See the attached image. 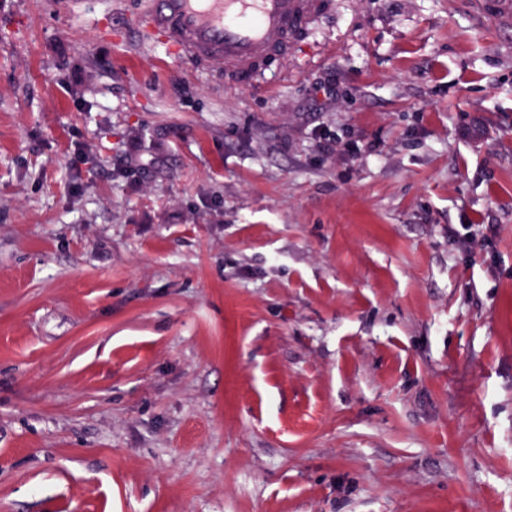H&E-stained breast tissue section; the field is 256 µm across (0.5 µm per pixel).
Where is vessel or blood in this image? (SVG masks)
<instances>
[{"mask_svg": "<svg viewBox=\"0 0 512 512\" xmlns=\"http://www.w3.org/2000/svg\"><path fill=\"white\" fill-rule=\"evenodd\" d=\"M319 9V0H151L149 19L167 45L222 63L246 84L261 59L287 54L292 35Z\"/></svg>", "mask_w": 512, "mask_h": 512, "instance_id": "vessel-or-blood-1", "label": "vessel or blood"}]
</instances>
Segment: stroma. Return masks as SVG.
Masks as SVG:
<instances>
[{
  "instance_id": "35a3bbf8",
  "label": "stroma",
  "mask_w": 512,
  "mask_h": 512,
  "mask_svg": "<svg viewBox=\"0 0 512 512\" xmlns=\"http://www.w3.org/2000/svg\"><path fill=\"white\" fill-rule=\"evenodd\" d=\"M329 2L0 0V512H512V0ZM320 0H151L149 19L170 47L198 62H219L241 84L264 57L288 53Z\"/></svg>"
}]
</instances>
